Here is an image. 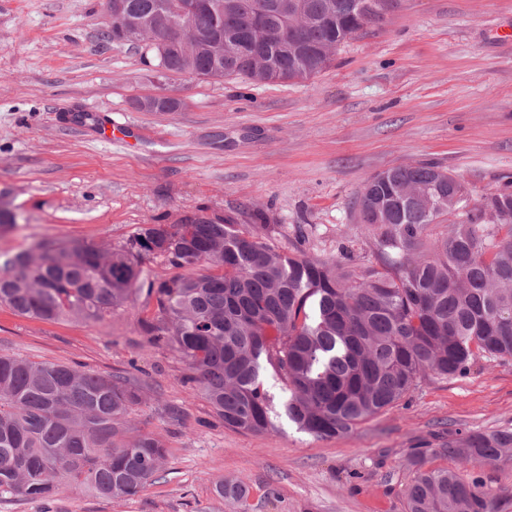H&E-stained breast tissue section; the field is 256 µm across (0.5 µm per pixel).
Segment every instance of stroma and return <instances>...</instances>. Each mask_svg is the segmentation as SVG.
I'll use <instances>...</instances> for the list:
<instances>
[{
  "label": "stroma",
  "mask_w": 512,
  "mask_h": 512,
  "mask_svg": "<svg viewBox=\"0 0 512 512\" xmlns=\"http://www.w3.org/2000/svg\"><path fill=\"white\" fill-rule=\"evenodd\" d=\"M106 0H0V197L18 213L0 253L34 241L120 246L183 212L250 207L269 242L311 256L371 241L353 210L366 180L431 163L474 196L512 185V0H402L385 22L341 45L307 81L168 78L150 52L102 38ZM168 91L177 112H142L135 98ZM93 111L130 131L112 143L68 125ZM135 302L102 322H46L0 304V353L122 374L150 398L134 430L162 438L167 461L129 500L71 487L49 500L0 494V512H406L408 456L456 468L449 437L512 428V360H480L460 377L426 378L348 434L322 439L286 417L266 434L224 426L169 346L149 344ZM184 412L171 422L165 406ZM243 484L219 500L216 483Z\"/></svg>",
  "instance_id": "stroma-1"
}]
</instances>
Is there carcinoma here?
Segmentation results:
<instances>
[{
	"mask_svg": "<svg viewBox=\"0 0 512 512\" xmlns=\"http://www.w3.org/2000/svg\"><path fill=\"white\" fill-rule=\"evenodd\" d=\"M112 0L105 39L143 24L155 61L173 74L255 83L308 80L338 47L367 30L355 0ZM198 33L159 55L154 38L172 23ZM150 112L178 111L167 93ZM440 190L428 198L425 190ZM448 171L419 163L371 176L357 218L373 261L348 266L296 249L277 251L259 210L207 214L186 224H149L129 242L43 239L0 261V303L48 322H101L144 298L140 333L165 341L186 363L197 392L224 426L275 429L272 370L287 393L284 414L319 438L349 433L412 392L419 380L467 373L481 358L512 359V190L470 203ZM162 260L175 273L150 274ZM148 399L123 376L0 353V492L51 498L61 483L95 499L136 496L162 470L168 450L129 415ZM461 469L407 460L408 512H498L512 491H494L463 469L512 459V429L448 439Z\"/></svg>",
	"mask_w": 512,
	"mask_h": 512,
	"instance_id": "obj_1",
	"label": "carcinoma"
}]
</instances>
